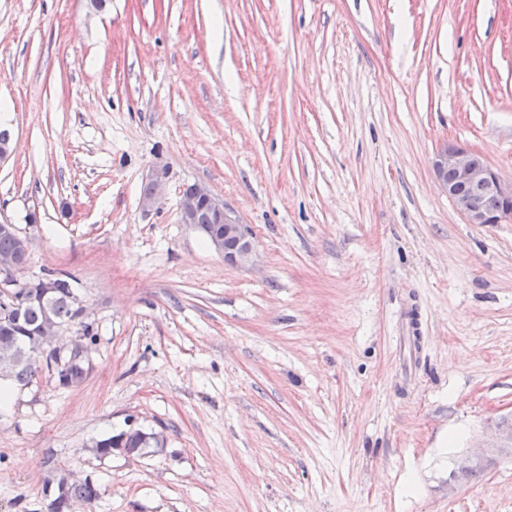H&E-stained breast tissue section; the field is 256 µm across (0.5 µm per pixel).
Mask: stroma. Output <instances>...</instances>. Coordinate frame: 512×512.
I'll list each match as a JSON object with an SVG mask.
<instances>
[{"label": "stroma", "instance_id": "35a3bbf8", "mask_svg": "<svg viewBox=\"0 0 512 512\" xmlns=\"http://www.w3.org/2000/svg\"><path fill=\"white\" fill-rule=\"evenodd\" d=\"M0 217L91 308L90 372L0 407V512H512V223L469 224L432 162L512 179V0H0ZM159 204L139 200L153 168ZM205 184L252 269L180 221ZM143 456L97 457L128 419ZM500 423L508 425L512 430V422L508 419H503ZM500 423H494L490 439L477 443L470 453L458 461L453 473L457 480H465L473 470L486 464L492 456L512 453V431L505 429ZM130 433L138 431L140 428L135 424L134 420L129 421ZM153 432L142 430L141 432H134L130 435L129 444L125 445L124 448H129L127 454L130 455H144L148 452L149 448H159V440L153 438ZM68 482L66 485V494L69 497L68 498L64 493V488L61 487H53L49 486L46 489V492L49 496H53L57 502L61 503V511L62 512H73V507L75 503H77L78 500H85L89 503H92L96 501L100 495V488L97 484L94 483V486L90 485L89 483H93V480L90 477H85L84 479H80L77 476L74 475L73 472L67 473ZM71 481H77V482H88V483H74Z\"/></svg>", "mask_w": 512, "mask_h": 512}]
</instances>
